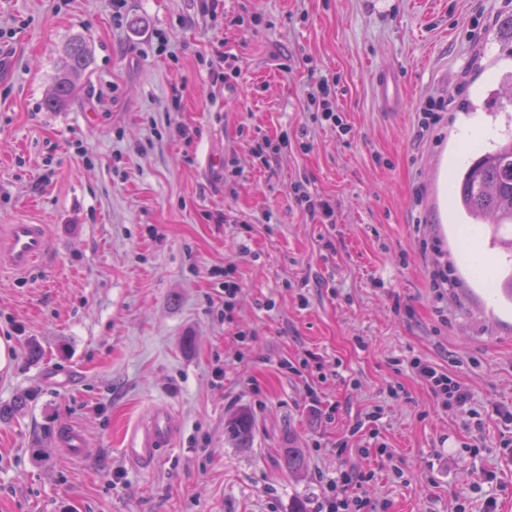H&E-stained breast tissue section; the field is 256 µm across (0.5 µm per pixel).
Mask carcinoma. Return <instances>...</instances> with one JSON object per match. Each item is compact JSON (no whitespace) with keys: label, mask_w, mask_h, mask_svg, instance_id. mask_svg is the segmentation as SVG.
I'll return each instance as SVG.
<instances>
[{"label":"carcinoma","mask_w":512,"mask_h":512,"mask_svg":"<svg viewBox=\"0 0 512 512\" xmlns=\"http://www.w3.org/2000/svg\"><path fill=\"white\" fill-rule=\"evenodd\" d=\"M90 65L89 49L85 41L73 37L64 47L56 65L52 92L44 100L49 112L63 109L71 99L77 80ZM457 203L473 224L492 217L496 225L512 224V132L491 150L479 153L458 174ZM224 433L231 439L248 443L254 434V421L247 412H239L224 423ZM288 471L297 473L306 466L301 448L283 449Z\"/></svg>","instance_id":"carcinoma-1"}]
</instances>
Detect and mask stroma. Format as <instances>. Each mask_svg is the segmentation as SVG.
<instances>
[{
	"label": "stroma",
	"instance_id": "1",
	"mask_svg": "<svg viewBox=\"0 0 512 512\" xmlns=\"http://www.w3.org/2000/svg\"><path fill=\"white\" fill-rule=\"evenodd\" d=\"M199 4L127 0L119 28L112 0H0V227L45 225L54 248L28 275L0 274V407L28 397L0 420V512H317L344 471L366 475L374 512H483L490 498L512 512V258L452 206L457 172L512 130V0H223L214 17ZM76 35L89 69L47 111ZM220 49L241 68L226 85L208 74ZM377 66L404 77L402 111L380 108ZM322 77L344 129L307 108ZM429 100L450 107L423 136ZM258 133L282 145L267 166ZM299 183L335 203V223L296 204ZM416 357L468 391L464 410L442 408ZM156 404L182 430L143 470L121 435ZM239 411L255 426L243 445L224 433ZM288 446L305 450L302 474Z\"/></svg>",
	"mask_w": 512,
	"mask_h": 512
}]
</instances>
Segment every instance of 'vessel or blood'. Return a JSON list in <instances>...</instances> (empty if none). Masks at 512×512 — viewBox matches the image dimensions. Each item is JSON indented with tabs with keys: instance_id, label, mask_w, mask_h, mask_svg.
Returning <instances> with one entry per match:
<instances>
[{
	"instance_id": "b4317fda",
	"label": "vessel or blood",
	"mask_w": 512,
	"mask_h": 512,
	"mask_svg": "<svg viewBox=\"0 0 512 512\" xmlns=\"http://www.w3.org/2000/svg\"><path fill=\"white\" fill-rule=\"evenodd\" d=\"M377 96L388 110H398L405 91L401 77L391 70L373 75ZM52 253V243L45 225L17 223L0 233V270L14 274L28 273ZM179 423L171 408L153 406L140 421L132 423L123 438L125 459L140 468L154 467L179 437Z\"/></svg>"
}]
</instances>
